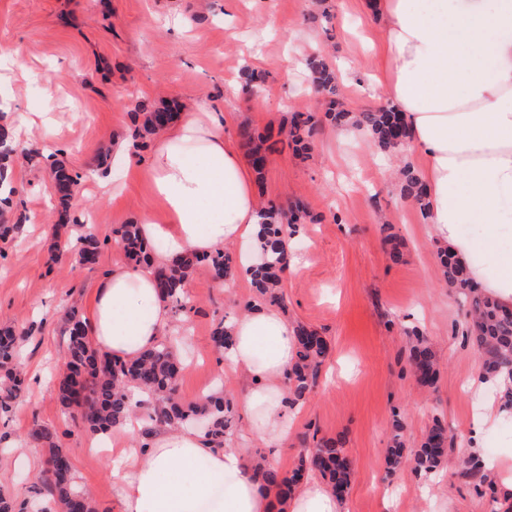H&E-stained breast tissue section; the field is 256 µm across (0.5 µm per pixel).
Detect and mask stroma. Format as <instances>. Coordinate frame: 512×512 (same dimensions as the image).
Segmentation results:
<instances>
[{
  "mask_svg": "<svg viewBox=\"0 0 512 512\" xmlns=\"http://www.w3.org/2000/svg\"><path fill=\"white\" fill-rule=\"evenodd\" d=\"M365 35L355 16L341 12L339 0H0V55L26 70L0 86V123L16 130L23 146L55 153L79 175L69 215L89 222L99 240L93 268L68 253L50 261L58 221L50 174L15 158L9 215L25 222L17 236L0 241V319L34 334L20 359L24 396L9 418H0V490L24 512L48 501L39 482L45 458L20 460L36 423L54 429L97 512H116L112 454L88 451L91 434L56 398L65 368L64 316L113 266L128 262L112 230L136 222L145 198L139 171L126 169L114 151L129 138L135 104L177 102L190 109L200 100L223 113L224 136L242 159L250 154L241 128L278 141L253 176L258 202L288 214L300 203L308 212L287 227L288 254L299 264L283 277V313L330 345L284 440L252 433L241 409L243 386L225 381L234 414L225 445L285 473L295 467L305 438L342 439L353 465L347 512H489L493 506L504 512L512 489L491 491L461 474L472 417L481 406L464 386L479 376V360L465 339L467 308L444 282L442 246L402 192L405 151L380 150L365 133L340 135L324 119L328 99L306 66L321 54L329 66L347 61L363 70L370 63ZM248 70L259 77L251 86ZM297 112L320 120L301 156L283 144ZM106 150L113 180L127 184L111 199L104 198L95 172ZM301 241L308 245L303 254ZM187 289L193 310L171 317L176 330L188 333L177 395L189 404L208 395L209 378L224 369L212 341L215 326L264 299L234 276L216 284L202 265ZM415 328L441 357L429 389L417 384L408 363L407 336ZM436 416L454 438L444 466L431 476L408 463L389 470L385 448L393 419H401L413 447Z\"/></svg>",
  "mask_w": 512,
  "mask_h": 512,
  "instance_id": "1",
  "label": "stroma"
}]
</instances>
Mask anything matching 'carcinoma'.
Here are the masks:
<instances>
[{"instance_id": "1", "label": "carcinoma", "mask_w": 512, "mask_h": 512, "mask_svg": "<svg viewBox=\"0 0 512 512\" xmlns=\"http://www.w3.org/2000/svg\"><path fill=\"white\" fill-rule=\"evenodd\" d=\"M308 65L319 89L335 103L337 95L336 75L324 59L313 56ZM164 112L175 118L173 108L156 107L148 109L138 106L135 113L131 137L136 143L145 142L158 131L157 114ZM325 117L339 126L352 124L367 130L378 147L394 148L397 131L400 128L398 113L388 107L350 112L345 109H329ZM316 122L311 113H297L292 117L287 142L299 149L307 148L315 130ZM12 132L0 126V191H13L11 160L16 153ZM52 189L61 215H67L69 202L78 185V176L71 175L63 163L56 162L51 170ZM404 193L408 198L426 207V192L421 180L410 169L403 171ZM278 210L264 209L265 222L260 224L257 234L261 261L253 268L251 285L257 292L276 304L283 301L278 289L288 262L287 241L283 224L277 218ZM62 224H57L50 247L51 258L67 252L75 255L82 266L94 265L99 255L98 240L91 232L72 239L61 238ZM118 245L125 254L145 264L151 263L150 249L136 224H122L113 229ZM440 263L444 269L448 286L455 289L464 304L470 324L466 334L475 350L487 376L499 372L512 373V308L495 299L477 292L469 283L464 267L453 256L441 252ZM203 264L210 275L226 278L237 266L233 255L218 251L212 255L186 256L171 266L153 268L158 288L162 295L183 310L191 302L186 283L195 270ZM67 354L65 372L58 381V400L66 410H72L81 417L82 425L94 434H106L112 427L124 422L130 415L128 391L138 389L148 395L145 402L146 420L152 424L178 429L199 420L207 422L205 435L221 446L224 435L232 427V409L218 391L206 397L199 404H184L176 396L178 360L172 346L165 342L141 353L138 357L122 361L99 353L91 344L85 321L77 309L71 307L66 313ZM34 327L19 332L7 323L0 324V413L13 410L23 391V380L17 369V357L21 343L33 335ZM298 350L296 360L288 374V401L295 406L304 402L317 381L322 361L328 353V343L317 332L304 326L296 327ZM212 341L219 351L228 349L232 336L224 322H219L212 334ZM409 360L413 374L422 387L431 388L438 372V358L428 339L415 332L409 336ZM394 434L386 448V462L396 468L411 461L415 470L429 474L444 463L453 447V437L448 428L438 419L428 428L423 441L416 448L407 447L401 435V423H392ZM29 442L45 452L46 470L42 479L47 495L55 504H66L70 512H95L92 500L75 487V476L69 455L55 440L53 430L44 425L34 424L28 432ZM351 461L344 448L335 441L322 440L312 448H305L299 454L298 463L289 475H283L269 464H257L254 473L262 476L265 486L276 490L280 497L290 495L309 475L326 480L336 497L342 499L348 493L352 475ZM462 474L481 485H493L483 470L482 460L470 457L462 462Z\"/></svg>"}]
</instances>
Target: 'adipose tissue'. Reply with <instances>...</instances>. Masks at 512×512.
Segmentation results:
<instances>
[{
    "instance_id": "1",
    "label": "adipose tissue",
    "mask_w": 512,
    "mask_h": 512,
    "mask_svg": "<svg viewBox=\"0 0 512 512\" xmlns=\"http://www.w3.org/2000/svg\"><path fill=\"white\" fill-rule=\"evenodd\" d=\"M344 9L380 26L371 77L409 133L406 154L425 185L434 237L479 292L512 307V0H345ZM143 170L150 204L138 224L145 239L166 244L156 262L238 245L239 269L257 263L261 208L217 113L203 105L182 113L154 136ZM467 225L473 233H464ZM86 308L94 348L113 358L134 359L171 330L169 305L146 268L115 266ZM232 336L224 367L245 386L243 408L258 416L256 432L284 438L293 327L278 309L260 306L233 321ZM510 386L505 373L479 381L476 432L512 417L498 399ZM120 455L118 512H342L316 483L278 500L242 449L193 430L158 427L147 447Z\"/></svg>"
}]
</instances>
